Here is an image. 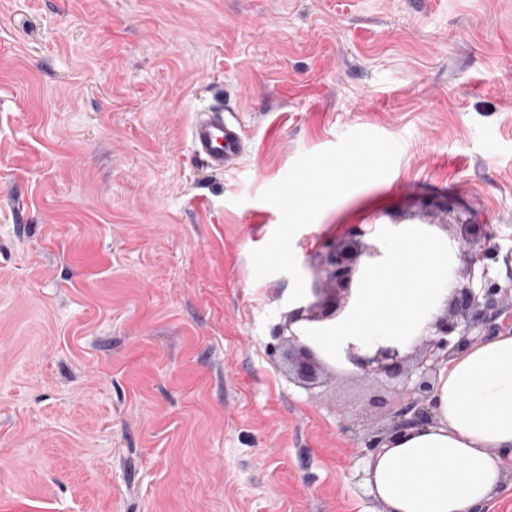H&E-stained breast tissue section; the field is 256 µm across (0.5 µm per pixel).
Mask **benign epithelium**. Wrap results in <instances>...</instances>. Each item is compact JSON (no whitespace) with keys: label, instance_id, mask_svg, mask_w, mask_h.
<instances>
[{"label":"benign epithelium","instance_id":"benign-epithelium-1","mask_svg":"<svg viewBox=\"0 0 512 512\" xmlns=\"http://www.w3.org/2000/svg\"><path fill=\"white\" fill-rule=\"evenodd\" d=\"M461 265L452 270L457 282L448 298L445 313L434 318L430 331L411 351L403 353L396 346H377L374 353H362L354 343L347 346L345 360L364 378L401 379L397 400L389 409L390 424L364 441L367 448H380L391 432L424 425L432 419L431 395L437 370L459 351L481 343L504 330L498 317L512 310V289L489 276L488 261L493 255L486 243L495 236L491 224L462 225ZM367 231L358 227L349 240L327 246L321 256L318 274L328 288H316V300L288 311L280 332H288V363L303 384L314 385L325 371L315 351L291 330L298 322H322L338 316L349 303L353 274L361 256L378 257L379 247L367 244Z\"/></svg>","mask_w":512,"mask_h":512}]
</instances>
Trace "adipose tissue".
Listing matches in <instances>:
<instances>
[{
  "instance_id": "obj_1",
  "label": "adipose tissue",
  "mask_w": 512,
  "mask_h": 512,
  "mask_svg": "<svg viewBox=\"0 0 512 512\" xmlns=\"http://www.w3.org/2000/svg\"><path fill=\"white\" fill-rule=\"evenodd\" d=\"M431 424L370 460L381 512H479L512 457V332L457 353L435 377Z\"/></svg>"
}]
</instances>
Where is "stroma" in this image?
<instances>
[{
  "instance_id": "obj_1",
  "label": "stroma",
  "mask_w": 512,
  "mask_h": 512,
  "mask_svg": "<svg viewBox=\"0 0 512 512\" xmlns=\"http://www.w3.org/2000/svg\"><path fill=\"white\" fill-rule=\"evenodd\" d=\"M482 223L508 284L512 0H0V512H380L392 384L278 328L351 225ZM224 112L221 107L198 111L186 132L194 156L214 171L233 169L249 150L240 122Z\"/></svg>"
}]
</instances>
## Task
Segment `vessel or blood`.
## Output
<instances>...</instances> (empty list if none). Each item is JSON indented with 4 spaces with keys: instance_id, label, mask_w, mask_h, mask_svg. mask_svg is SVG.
Listing matches in <instances>:
<instances>
[{
    "instance_id": "vessel-or-blood-1",
    "label": "vessel or blood",
    "mask_w": 512,
    "mask_h": 512,
    "mask_svg": "<svg viewBox=\"0 0 512 512\" xmlns=\"http://www.w3.org/2000/svg\"><path fill=\"white\" fill-rule=\"evenodd\" d=\"M186 135L194 156L215 171L233 169L249 150L240 122L227 119L220 107L198 111Z\"/></svg>"
}]
</instances>
